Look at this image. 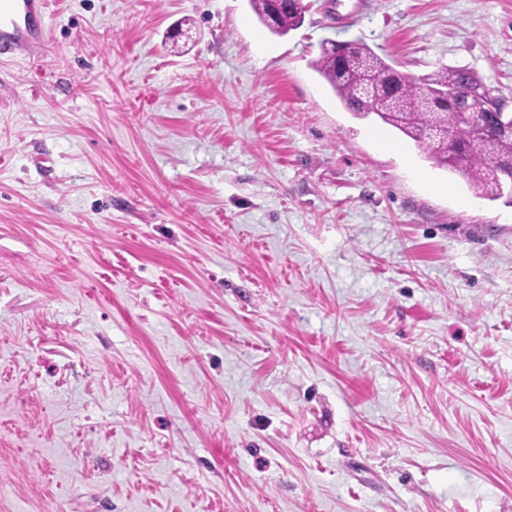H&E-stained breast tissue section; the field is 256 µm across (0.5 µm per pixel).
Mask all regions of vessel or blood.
Wrapping results in <instances>:
<instances>
[{"instance_id":"vessel-or-blood-1","label":"vessel or blood","mask_w":512,"mask_h":512,"mask_svg":"<svg viewBox=\"0 0 512 512\" xmlns=\"http://www.w3.org/2000/svg\"><path fill=\"white\" fill-rule=\"evenodd\" d=\"M44 0H0V59L37 52L46 38Z\"/></svg>"}]
</instances>
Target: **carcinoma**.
<instances>
[{
    "label": "carcinoma",
    "mask_w": 512,
    "mask_h": 512,
    "mask_svg": "<svg viewBox=\"0 0 512 512\" xmlns=\"http://www.w3.org/2000/svg\"><path fill=\"white\" fill-rule=\"evenodd\" d=\"M249 4L263 24L276 15L272 32L278 35L297 29L308 10L304 0ZM313 67L354 115H375L423 147L435 165L462 174L476 195L501 199V186L512 179V130L492 112V90L471 69L443 65L416 79L361 40L321 46ZM365 67L371 75L366 89L357 80Z\"/></svg>",
    "instance_id": "cac0c4a2"
}]
</instances>
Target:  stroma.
<instances>
[{
	"label": "stroma",
	"mask_w": 512,
	"mask_h": 512,
	"mask_svg": "<svg viewBox=\"0 0 512 512\" xmlns=\"http://www.w3.org/2000/svg\"><path fill=\"white\" fill-rule=\"evenodd\" d=\"M46 2L0 65V512H512V206L312 67L512 106V0ZM275 0H249L250 7L259 21L270 31L278 35H286L297 29L303 22L308 3L304 0H286L285 3L275 4ZM275 14V28L266 23L269 15Z\"/></svg>",
	"instance_id": "1"
}]
</instances>
